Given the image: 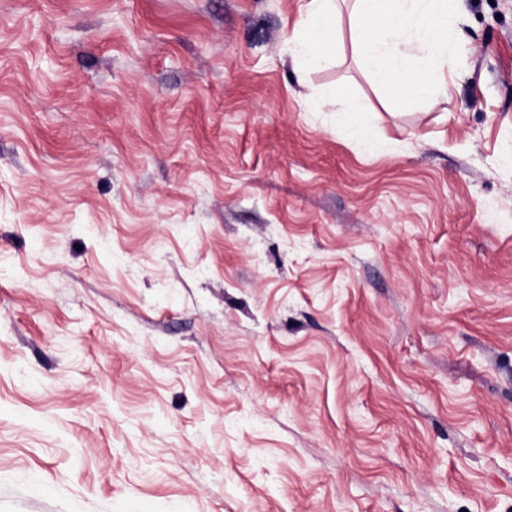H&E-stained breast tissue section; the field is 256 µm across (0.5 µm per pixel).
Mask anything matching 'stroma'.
<instances>
[{
	"label": "stroma",
	"instance_id": "1",
	"mask_svg": "<svg viewBox=\"0 0 512 512\" xmlns=\"http://www.w3.org/2000/svg\"><path fill=\"white\" fill-rule=\"evenodd\" d=\"M302 5L0 0V512H512V0Z\"/></svg>",
	"mask_w": 512,
	"mask_h": 512
}]
</instances>
